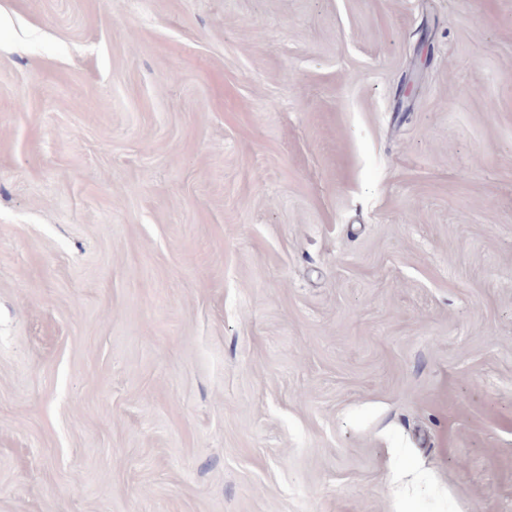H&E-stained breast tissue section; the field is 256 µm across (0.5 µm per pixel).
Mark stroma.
I'll return each instance as SVG.
<instances>
[{"label": "stroma", "mask_w": 512, "mask_h": 512, "mask_svg": "<svg viewBox=\"0 0 512 512\" xmlns=\"http://www.w3.org/2000/svg\"><path fill=\"white\" fill-rule=\"evenodd\" d=\"M0 512H512V0H0Z\"/></svg>", "instance_id": "35a3bbf8"}]
</instances>
